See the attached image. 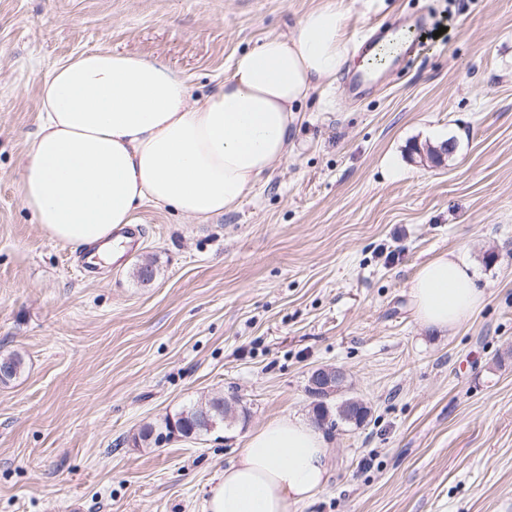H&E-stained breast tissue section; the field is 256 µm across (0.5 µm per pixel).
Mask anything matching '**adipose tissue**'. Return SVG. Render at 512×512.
I'll return each instance as SVG.
<instances>
[{"mask_svg":"<svg viewBox=\"0 0 512 512\" xmlns=\"http://www.w3.org/2000/svg\"><path fill=\"white\" fill-rule=\"evenodd\" d=\"M345 19L339 0H323L293 35L239 55L223 85L194 100L169 66L137 54L83 52L54 67L25 140V206L53 240L111 260L144 204L200 222L236 210L291 152L299 105L350 62ZM409 296L416 320L444 333L485 300L475 270L448 252L420 267ZM330 468L310 420H269L217 477L204 512H298Z\"/></svg>","mask_w":512,"mask_h":512,"instance_id":"obj_1","label":"adipose tissue"}]
</instances>
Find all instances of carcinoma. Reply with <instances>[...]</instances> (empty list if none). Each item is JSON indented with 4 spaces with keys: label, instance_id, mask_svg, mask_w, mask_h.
<instances>
[{
    "label": "carcinoma",
    "instance_id": "cac0c4a2",
    "mask_svg": "<svg viewBox=\"0 0 512 512\" xmlns=\"http://www.w3.org/2000/svg\"><path fill=\"white\" fill-rule=\"evenodd\" d=\"M0 364L8 367V373L0 378V383L6 385L22 373L24 359L20 353L12 352L0 358ZM314 414L318 422L328 419L334 426L339 421L360 424L367 417L368 411L362 406L350 405L344 401L335 408L327 403H319L314 408ZM224 421V398L212 397L202 405L196 403L187 407L173 421L166 419L161 424L144 425L137 436L133 437V444L136 447L155 446L157 440L154 434L161 431L170 434L176 432L184 437L198 436L223 424Z\"/></svg>",
    "mask_w": 512,
    "mask_h": 512
}]
</instances>
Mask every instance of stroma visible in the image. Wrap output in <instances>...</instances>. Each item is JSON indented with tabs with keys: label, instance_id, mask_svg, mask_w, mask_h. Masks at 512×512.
Segmentation results:
<instances>
[{
	"label": "stroma",
	"instance_id": "1",
	"mask_svg": "<svg viewBox=\"0 0 512 512\" xmlns=\"http://www.w3.org/2000/svg\"><path fill=\"white\" fill-rule=\"evenodd\" d=\"M322 2L0 0V356L25 359L0 384V512H203L250 432L312 416L324 365L368 416L328 431L326 486L300 512H512V0H343L360 58L362 32L427 23L364 101L313 92L292 152L238 209L200 224L143 205L140 239L92 274L22 201L54 66L129 51L196 98ZM438 137L453 149L428 159ZM448 251L486 295L450 335L408 306ZM220 395L224 425L134 446ZM345 381L343 371L333 366H321L311 371L308 393L316 401L323 395H334L342 389Z\"/></svg>",
	"mask_w": 512,
	"mask_h": 512
}]
</instances>
